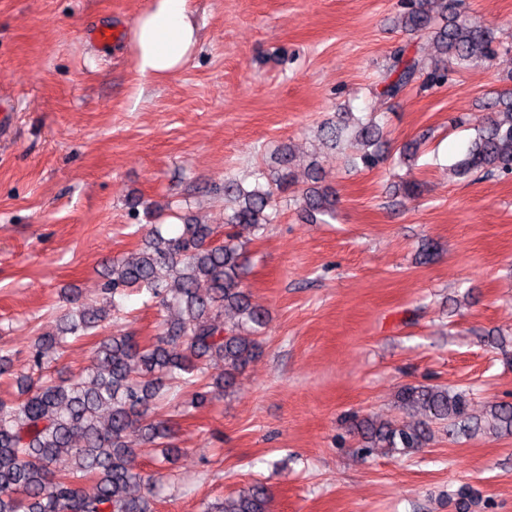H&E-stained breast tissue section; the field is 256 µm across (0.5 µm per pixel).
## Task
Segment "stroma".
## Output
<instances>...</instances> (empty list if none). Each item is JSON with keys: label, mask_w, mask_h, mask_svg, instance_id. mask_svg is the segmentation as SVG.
Masks as SVG:
<instances>
[{"label": "stroma", "mask_w": 512, "mask_h": 512, "mask_svg": "<svg viewBox=\"0 0 512 512\" xmlns=\"http://www.w3.org/2000/svg\"><path fill=\"white\" fill-rule=\"evenodd\" d=\"M148 3L0 0V96L15 112L0 136V353L24 371L66 290L99 300L107 261L150 228L131 234L128 198L171 204L172 235L182 213L220 225L216 188L274 175L286 148L298 185L277 191L263 234L240 232L244 286L269 313L263 353L191 413L189 391L172 396L183 454L154 512H203L254 482L270 512H512V434L364 457L353 426L401 417L407 383L468 391L477 417L512 402V174H448L487 125L488 97L512 93V0H463L497 29L494 61L390 101L377 80L391 50L420 44L397 26L399 0H191L200 43L160 81L138 73L126 40ZM103 27L119 39L97 43ZM343 106L381 125L379 168L351 170L317 139ZM313 161L338 197L328 224L297 208ZM409 179L420 195L403 193ZM427 239L440 246L429 263ZM122 306L118 328L141 339L165 317L143 293Z\"/></svg>", "instance_id": "1"}]
</instances>
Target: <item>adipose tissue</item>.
<instances>
[{"mask_svg":"<svg viewBox=\"0 0 512 512\" xmlns=\"http://www.w3.org/2000/svg\"><path fill=\"white\" fill-rule=\"evenodd\" d=\"M198 41L189 0H149L128 34L138 72L154 79L179 71L194 54Z\"/></svg>","mask_w":512,"mask_h":512,"instance_id":"ef3b65f1","label":"adipose tissue"}]
</instances>
